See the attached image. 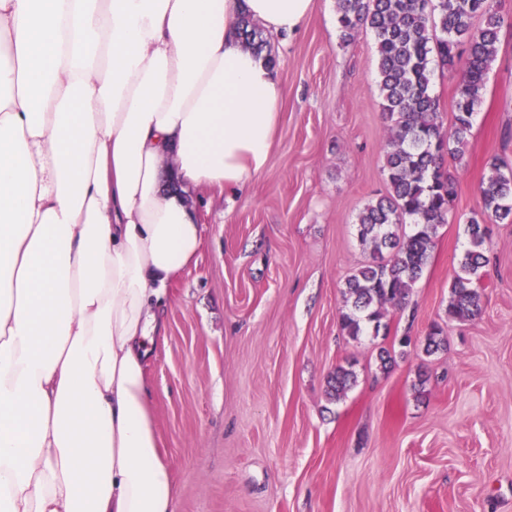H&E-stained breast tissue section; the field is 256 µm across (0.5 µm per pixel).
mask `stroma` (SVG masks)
<instances>
[{"label":"stroma","mask_w":512,"mask_h":512,"mask_svg":"<svg viewBox=\"0 0 512 512\" xmlns=\"http://www.w3.org/2000/svg\"><path fill=\"white\" fill-rule=\"evenodd\" d=\"M501 2L456 219L407 311H389L388 337L359 342L339 311L369 259L356 215L387 189L374 39L342 42L336 0H316L292 36L266 34L285 89L270 162L237 193H194L204 245L169 288L168 342L149 366L175 512H512V223L490 225L481 315L447 316L485 164H512V0ZM435 323L447 347L428 356ZM403 334L414 345L380 371L379 347ZM346 362L357 381L329 401Z\"/></svg>","instance_id":"obj_1"}]
</instances>
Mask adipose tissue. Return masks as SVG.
I'll list each match as a JSON object with an SVG mask.
<instances>
[{"instance_id":"ef3b65f1","label":"adipose tissue","mask_w":512,"mask_h":512,"mask_svg":"<svg viewBox=\"0 0 512 512\" xmlns=\"http://www.w3.org/2000/svg\"><path fill=\"white\" fill-rule=\"evenodd\" d=\"M315 0H0V512H174L150 356L204 228L266 169L284 89L249 15Z\"/></svg>"}]
</instances>
